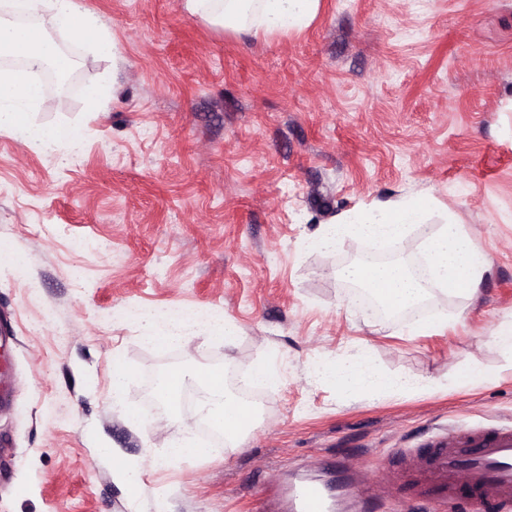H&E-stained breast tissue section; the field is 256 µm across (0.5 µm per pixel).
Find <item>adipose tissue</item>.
Here are the masks:
<instances>
[{
	"mask_svg": "<svg viewBox=\"0 0 512 512\" xmlns=\"http://www.w3.org/2000/svg\"><path fill=\"white\" fill-rule=\"evenodd\" d=\"M320 0H185L190 15L199 17L220 29L241 31L257 29L266 32L302 26L317 13ZM29 14L47 15L56 29L92 40L97 53L112 55L116 44L106 33L100 18L83 8L80 0H23ZM0 57L27 60L26 68L0 67V131L21 138L37 151L52 152L60 146L76 144L79 132L71 127L36 128L30 122L32 113L47 108L48 101L32 65L50 63L59 70L72 68V60L59 53L53 37L43 24L23 25L0 17ZM428 203L397 200L345 214L339 222L323 225L317 242L330 249L341 240L355 236L377 243H404L412 225L424 223ZM422 250L436 285L452 292L474 294L479 290L485 267L472 264L473 243L460 224L448 222L428 235ZM338 277L367 287L381 302L398 310L423 300L427 288L416 279L404 262L385 265L355 263L337 272ZM136 321L143 339L152 345L173 347L205 330L217 341L232 343L237 334L235 324L227 319H193L168 312L145 310ZM194 378L208 394L204 406L207 421L225 437L237 439L242 421H253L251 405L228 395L224 388V371L209 368L187 375L170 372L162 375L157 386L164 398L176 395L186 378ZM311 377L318 383L336 385L348 397L375 399L380 392H398L413 388V379L378 372L367 360L357 355L316 366Z\"/></svg>",
	"mask_w": 512,
	"mask_h": 512,
	"instance_id": "1",
	"label": "adipose tissue"
}]
</instances>
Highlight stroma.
Masks as SVG:
<instances>
[{
    "label": "stroma",
    "instance_id": "stroma-1",
    "mask_svg": "<svg viewBox=\"0 0 512 512\" xmlns=\"http://www.w3.org/2000/svg\"><path fill=\"white\" fill-rule=\"evenodd\" d=\"M118 46L78 50L107 89L33 113L82 132L79 151L33 152L0 133V315L10 318L15 390L0 432L17 456L0 512H262L266 486L324 479L341 456L365 489L415 484L382 468L435 428L512 423V356L494 336L512 320V0H320L283 32H230L184 0H83ZM397 199L433 204L392 258L420 256L453 218L486 268L474 295L441 292L446 327L417 331L345 302L337 270L372 246L314 240L321 225ZM108 250H98V242ZM135 309L209 311L232 344L204 334L144 343ZM343 354L426 383L375 401L309 379ZM266 364L278 380L258 425L215 458L156 467L197 416L176 409L130 426L112 408V372L140 408L148 375ZM107 444L143 472L131 498L100 460Z\"/></svg>",
    "mask_w": 512,
    "mask_h": 512
}]
</instances>
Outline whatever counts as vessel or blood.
Masks as SVG:
<instances>
[{
    "instance_id": "1",
    "label": "vessel or blood",
    "mask_w": 512,
    "mask_h": 512,
    "mask_svg": "<svg viewBox=\"0 0 512 512\" xmlns=\"http://www.w3.org/2000/svg\"><path fill=\"white\" fill-rule=\"evenodd\" d=\"M412 467L429 484L422 499L428 512H452L457 497H464L470 512H512V427L482 426L448 430L417 454ZM351 498L353 512H369L385 503L365 498L356 474L335 464L332 481H309L285 491L278 512H328L332 499Z\"/></svg>"
}]
</instances>
